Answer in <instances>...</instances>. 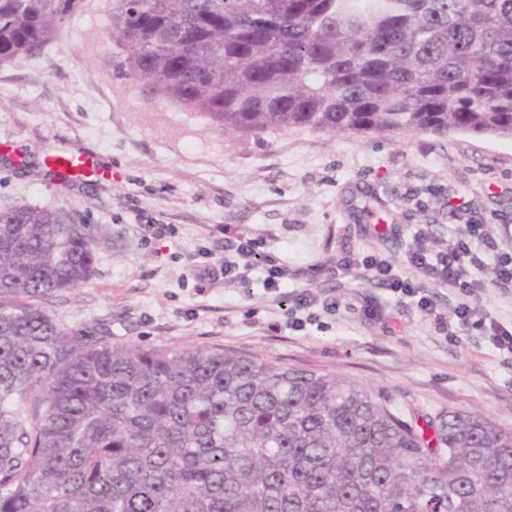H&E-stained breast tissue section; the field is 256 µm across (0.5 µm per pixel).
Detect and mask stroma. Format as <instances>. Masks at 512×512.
Returning a JSON list of instances; mask_svg holds the SVG:
<instances>
[{
	"label": "stroma",
	"instance_id": "obj_1",
	"mask_svg": "<svg viewBox=\"0 0 512 512\" xmlns=\"http://www.w3.org/2000/svg\"><path fill=\"white\" fill-rule=\"evenodd\" d=\"M79 2L38 54L0 64V209L25 202L112 232L94 276L50 302L61 323L134 348L218 346L336 373L416 427L462 409L512 430V357L479 329L442 328L459 303L452 289L425 288L424 309L339 266L364 255L401 265L419 234L445 240L452 225L475 219L512 243L511 140L227 135L115 80L103 37L111 0ZM66 149L89 153L93 169L63 183L44 160ZM147 222L172 231L144 235ZM228 227L259 240L253 270L195 281L196 250L223 259ZM270 257L288 269L271 290ZM313 265L323 272L311 283ZM305 288L339 307H314L318 325L296 331L288 319ZM370 304L382 318L367 316Z\"/></svg>",
	"mask_w": 512,
	"mask_h": 512
}]
</instances>
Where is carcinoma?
Returning a JSON list of instances; mask_svg holds the SVG:
<instances>
[{
    "label": "carcinoma",
    "mask_w": 512,
    "mask_h": 512,
    "mask_svg": "<svg viewBox=\"0 0 512 512\" xmlns=\"http://www.w3.org/2000/svg\"><path fill=\"white\" fill-rule=\"evenodd\" d=\"M77 0H0V62ZM112 77L235 136L512 140V0H112ZM100 224L0 210V512H512V430L451 410L425 439L336 374L221 347L136 349L47 303Z\"/></svg>",
    "instance_id": "1"
}]
</instances>
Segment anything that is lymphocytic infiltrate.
<instances>
[{
	"instance_id": "f902f5d3",
	"label": "lymphocytic infiltrate",
	"mask_w": 512,
	"mask_h": 512,
	"mask_svg": "<svg viewBox=\"0 0 512 512\" xmlns=\"http://www.w3.org/2000/svg\"><path fill=\"white\" fill-rule=\"evenodd\" d=\"M257 247L255 239L234 236L227 245L229 254L221 264L201 261L194 276L200 281L220 273L225 278H235L240 271L252 267ZM489 265L495 270L492 287L512 290V251L488 237L483 224L474 221L457 226L448 241L431 246L418 244L408 253L403 271H394L391 264L372 256L345 257L340 267L347 272H369L392 292L405 297L416 296L427 282L437 287L452 288L461 298L452 312V321L461 327L472 325L481 328L497 350L512 355V328L494 320L474 319L466 302L476 289L483 287L484 282L478 274Z\"/></svg>"
}]
</instances>
